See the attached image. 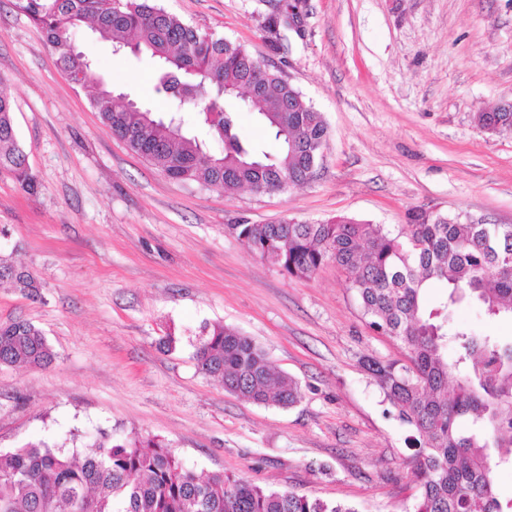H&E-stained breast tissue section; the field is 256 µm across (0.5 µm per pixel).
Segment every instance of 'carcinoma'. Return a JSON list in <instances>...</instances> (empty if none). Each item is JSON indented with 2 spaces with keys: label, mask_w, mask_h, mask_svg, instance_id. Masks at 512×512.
Returning a JSON list of instances; mask_svg holds the SVG:
<instances>
[{
  "label": "carcinoma",
  "mask_w": 512,
  "mask_h": 512,
  "mask_svg": "<svg viewBox=\"0 0 512 512\" xmlns=\"http://www.w3.org/2000/svg\"><path fill=\"white\" fill-rule=\"evenodd\" d=\"M44 32L65 71L84 73L93 107L112 134L168 177L204 187L286 188L308 183L327 140L321 113L239 43L167 12L158 0H15ZM292 4L282 0L263 20L271 46L292 35ZM88 25L115 50L146 52L157 63L156 92L180 94L178 114L148 107L99 87L92 60L74 33ZM295 111H288V101ZM251 107L276 149L239 131V110ZM494 133L512 132V112H481ZM222 145L211 152L196 129ZM0 172L34 189L16 134L11 100L0 95ZM398 233L348 217L320 223L231 224L228 229L260 260L291 278L309 279L332 263L346 274L362 315L376 332L405 349L408 363L367 361V369L411 435L417 485L412 512H512L494 490L493 467L512 464V342L451 325V311L477 306L491 318H512V225L480 224L458 215L413 211ZM448 284L437 308L426 289ZM41 297L29 271L0 256V285ZM454 347L448 356V347ZM57 357L27 321L0 326V365L46 367ZM198 370L224 391L287 408L301 387L273 372L265 351L222 323L204 327L192 354ZM0 512H358L353 506L270 489L243 478H201L162 441L103 433L82 453L45 441L0 451Z\"/></svg>",
  "instance_id": "1"
}]
</instances>
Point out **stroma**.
I'll list each match as a JSON object with an SVG mask.
<instances>
[{"label":"stroma","mask_w":512,"mask_h":512,"mask_svg":"<svg viewBox=\"0 0 512 512\" xmlns=\"http://www.w3.org/2000/svg\"><path fill=\"white\" fill-rule=\"evenodd\" d=\"M14 2L0 0V90L37 191L0 173V255L42 288L36 300L0 288V325L30 321L57 358L0 366V450L137 433L202 477L410 512L408 430L362 364H403L405 351L369 327L334 264L288 277L229 227L345 216L395 232L414 210L512 224V134L476 121L512 102V0H308L304 37L282 50L262 27L277 0H160L243 44L322 113L313 178L261 194L181 183L130 151ZM75 43L105 86L176 110L148 57L113 54L85 26ZM214 323L260 344L301 401L259 405L201 374L192 353Z\"/></svg>","instance_id":"obj_1"}]
</instances>
